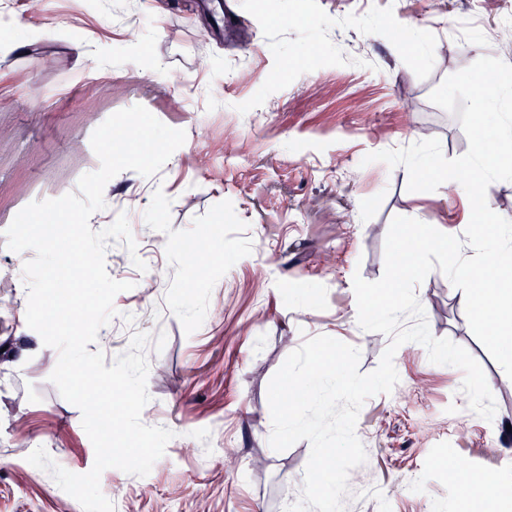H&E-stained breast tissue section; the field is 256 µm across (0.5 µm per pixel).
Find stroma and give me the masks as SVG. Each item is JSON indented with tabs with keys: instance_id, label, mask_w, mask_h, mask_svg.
Returning a JSON list of instances; mask_svg holds the SVG:
<instances>
[{
	"instance_id": "35a3bbf8",
	"label": "stroma",
	"mask_w": 512,
	"mask_h": 512,
	"mask_svg": "<svg viewBox=\"0 0 512 512\" xmlns=\"http://www.w3.org/2000/svg\"><path fill=\"white\" fill-rule=\"evenodd\" d=\"M201 0H0V28L26 44L0 48V512H82L49 472L42 447L88 472L94 448L80 410L49 376L58 352L25 321L22 268L5 232L28 203L75 192L96 171L93 131L140 104L186 140L145 178L126 170L104 188L93 230L126 214L135 252L110 242L109 275L128 333L104 326L106 364L148 334V426L173 431L144 477L105 470L115 512H285L301 494L310 444L271 448L267 389L304 340L327 335L373 371L388 336L356 321L354 276L375 281L394 217L429 218L463 237L466 193L407 189L404 166L367 154L436 138L446 157L468 149L454 115L430 93L482 56L512 64L498 40L503 0H226L239 27ZM194 239L210 263L191 265ZM147 269L139 271L135 263ZM433 337L466 348L495 397L493 421L472 412L463 372L402 345L399 382L362 406L365 464L349 473L345 512H503L512 500V380L475 338L461 291L433 270L417 286ZM492 476L484 490L479 482Z\"/></svg>"
}]
</instances>
